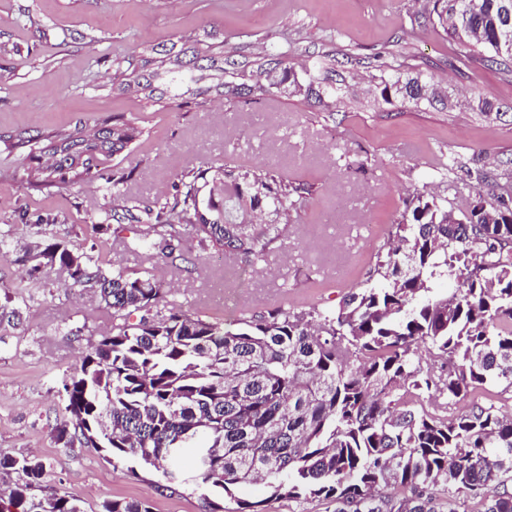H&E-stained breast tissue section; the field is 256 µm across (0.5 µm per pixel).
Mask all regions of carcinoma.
Wrapping results in <instances>:
<instances>
[{
  "label": "carcinoma",
  "instance_id": "cac0c4a2",
  "mask_svg": "<svg viewBox=\"0 0 512 512\" xmlns=\"http://www.w3.org/2000/svg\"><path fill=\"white\" fill-rule=\"evenodd\" d=\"M433 13L451 42L482 49L496 65L512 63V0H482L468 14L460 0H434ZM179 58L161 61L153 77L173 84L200 82ZM332 60L317 62L299 94L339 98L329 83ZM296 92L297 75L282 57L257 66ZM381 96L421 103L417 82L381 80ZM141 131L114 120L88 132L58 131L42 152L52 168L33 170L40 183L53 176L89 174L97 156L134 142ZM202 173L180 179L161 226L194 227L200 243L261 258L277 231L273 224H221L241 185L251 203L288 212L300 187L270 168ZM512 196L493 193L462 211L434 197L406 203L386 252L377 253L365 286L344 295L336 309L214 322L183 310L155 320L150 308L166 292L152 277L108 273L63 242L25 259L32 271L58 266L70 287L98 294L112 314V334L81 357L63 383L64 415L53 432L64 447H91L117 465L154 469L171 483L188 480L184 449H195L194 480L207 491L208 512H266L270 500L322 499L333 512H512V417L472 404L448 412L469 388H512ZM141 245L173 258L166 237L145 233ZM443 279L458 283L448 297ZM141 313L138 321L130 317ZM430 345L425 364L414 345ZM18 475L9 506L20 512H84L75 498L47 483L36 456L0 455V476ZM262 485L265 499L236 496ZM102 512H152L146 500H107Z\"/></svg>",
  "mask_w": 512,
  "mask_h": 512
}]
</instances>
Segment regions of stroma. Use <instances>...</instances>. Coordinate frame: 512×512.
<instances>
[{
    "label": "stroma",
    "mask_w": 512,
    "mask_h": 512,
    "mask_svg": "<svg viewBox=\"0 0 512 512\" xmlns=\"http://www.w3.org/2000/svg\"><path fill=\"white\" fill-rule=\"evenodd\" d=\"M432 0H0V134L45 135L119 118L141 137L100 158L89 179L39 188L28 182L27 150L0 143V290L22 320L0 325V454L36 455L48 482L85 512L103 500L145 499L153 512H206L194 483L167 487L153 470L131 475L92 448L55 443L64 414L62 382L82 352L112 330L99 298L70 293L65 270L37 273L28 246L62 240L106 271L151 275L163 306L211 317L336 308L362 287L407 198L427 193L462 209L490 196L512 159V73L467 59L447 41ZM287 56L296 73L330 55L343 65V103L253 89L228 99L223 89L158 81L145 99L119 75L146 81L151 60L201 66L234 60L252 72L267 56ZM442 85L452 103L438 111L393 97L379 78ZM495 110L486 117L479 102ZM268 162L276 177L302 186L288 220L268 207L230 209L229 223L278 224L265 256L201 249L192 225H178L180 259L137 245L141 227L124 207L172 203L181 175ZM488 181L471 178V170Z\"/></svg>",
    "instance_id": "35a3bbf8"
}]
</instances>
